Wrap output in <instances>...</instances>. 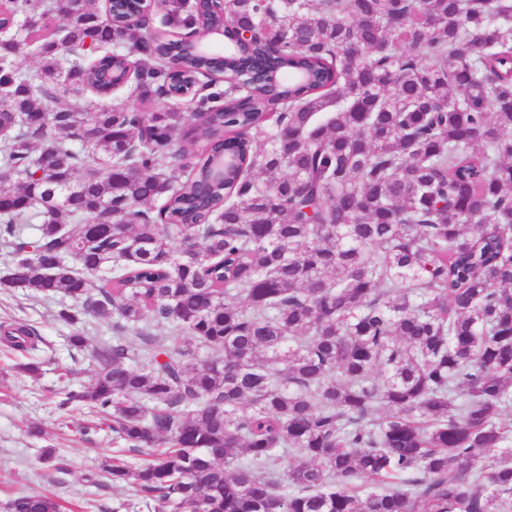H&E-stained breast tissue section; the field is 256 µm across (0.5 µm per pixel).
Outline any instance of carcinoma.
<instances>
[{
    "instance_id": "carcinoma-1",
    "label": "carcinoma",
    "mask_w": 512,
    "mask_h": 512,
    "mask_svg": "<svg viewBox=\"0 0 512 512\" xmlns=\"http://www.w3.org/2000/svg\"><path fill=\"white\" fill-rule=\"evenodd\" d=\"M139 6L0 0V283L112 321L58 402L142 456L110 480L154 512H512V0L205 4L256 33L221 58ZM174 64L222 89L163 107ZM112 87L137 104L89 106Z\"/></svg>"
}]
</instances>
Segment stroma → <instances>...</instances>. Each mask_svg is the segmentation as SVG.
<instances>
[{
    "label": "stroma",
    "mask_w": 512,
    "mask_h": 512,
    "mask_svg": "<svg viewBox=\"0 0 512 512\" xmlns=\"http://www.w3.org/2000/svg\"><path fill=\"white\" fill-rule=\"evenodd\" d=\"M63 305L60 298L0 288V323H29L43 338L33 355L41 364L35 376L19 373L15 365L22 355L0 346V504L36 491L54 494L64 512H90L94 504L106 512H151L130 487L112 483L103 472V460L120 447L111 432L82 435L89 422L84 410L57 406L60 390L90 384L93 351L112 337L111 323L88 314L74 325L63 322L57 316ZM75 333L84 336V347L70 346ZM46 448L54 463L43 461Z\"/></svg>",
    "instance_id": "obj_1"
}]
</instances>
